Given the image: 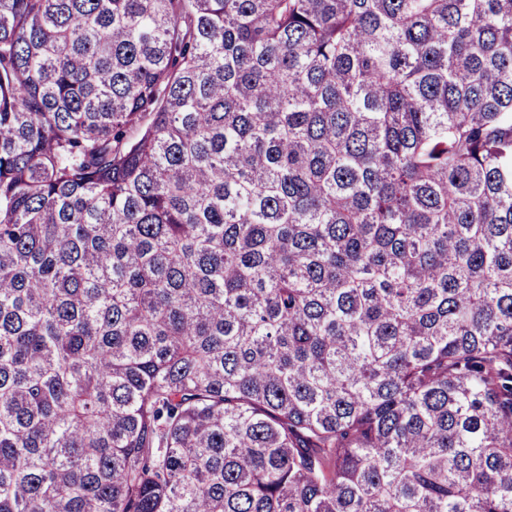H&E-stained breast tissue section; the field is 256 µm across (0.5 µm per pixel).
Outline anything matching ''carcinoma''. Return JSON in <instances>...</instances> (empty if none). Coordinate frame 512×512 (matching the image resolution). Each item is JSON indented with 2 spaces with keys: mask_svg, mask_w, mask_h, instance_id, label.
<instances>
[{
  "mask_svg": "<svg viewBox=\"0 0 512 512\" xmlns=\"http://www.w3.org/2000/svg\"><path fill=\"white\" fill-rule=\"evenodd\" d=\"M0 512H512V0H0Z\"/></svg>",
  "mask_w": 512,
  "mask_h": 512,
  "instance_id": "carcinoma-1",
  "label": "carcinoma"
}]
</instances>
